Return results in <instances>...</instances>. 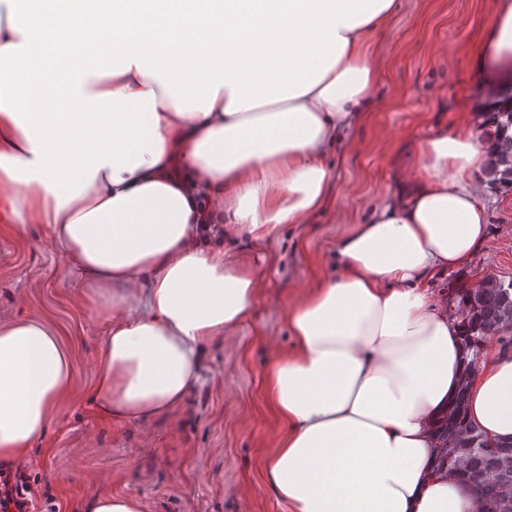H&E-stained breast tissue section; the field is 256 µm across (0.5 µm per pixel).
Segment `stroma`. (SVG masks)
Listing matches in <instances>:
<instances>
[{
  "instance_id": "stroma-1",
  "label": "stroma",
  "mask_w": 512,
  "mask_h": 512,
  "mask_svg": "<svg viewBox=\"0 0 512 512\" xmlns=\"http://www.w3.org/2000/svg\"><path fill=\"white\" fill-rule=\"evenodd\" d=\"M498 0H398L387 29L372 35L381 72L368 111L351 119L331 146L329 206L285 225L266 247H238L261 272L250 320L214 341L202 380L184 402L142 422L107 420L87 401L111 310L86 308L48 228L26 239L0 223V326L35 317L59 338L71 362L69 391L18 466L34 480L33 512H84L101 495L136 497L142 512H287L267 486L262 463L282 433L266 407L269 366L287 352L289 304L334 261L337 242L411 177L420 143L453 127L480 87L470 68ZM481 201L488 233L470 264L433 283L474 288L512 281V189L490 188Z\"/></svg>"
}]
</instances>
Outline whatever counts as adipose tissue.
I'll list each match as a JSON object with an SVG mask.
<instances>
[{"instance_id":"adipose-tissue-1","label":"adipose tissue","mask_w":512,"mask_h":512,"mask_svg":"<svg viewBox=\"0 0 512 512\" xmlns=\"http://www.w3.org/2000/svg\"><path fill=\"white\" fill-rule=\"evenodd\" d=\"M398 0H123L0 19V222L45 224L109 326L90 403L167 414L208 345L252 313L262 279L233 245H265L326 199V154L379 80L364 46ZM472 70L490 110L512 86V0ZM65 97L66 109L56 105ZM498 143L436 131L412 188L336 246L335 270L287 310L292 346L266 399L285 425L263 478L288 512H478L437 465L434 426L458 390L461 315L433 296L487 234L475 179ZM71 363L35 318L0 328V457L41 435ZM467 414L512 441V351L485 347Z\"/></svg>"}]
</instances>
